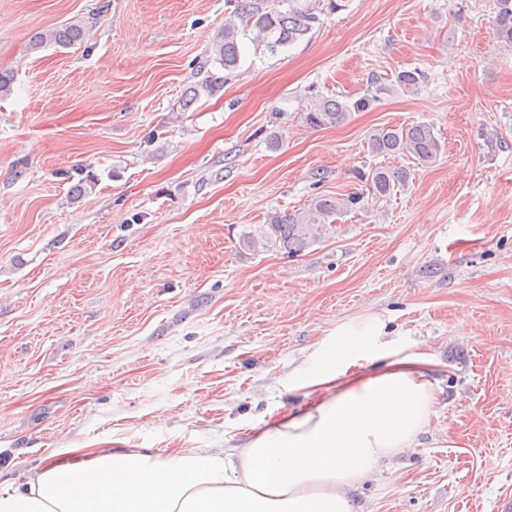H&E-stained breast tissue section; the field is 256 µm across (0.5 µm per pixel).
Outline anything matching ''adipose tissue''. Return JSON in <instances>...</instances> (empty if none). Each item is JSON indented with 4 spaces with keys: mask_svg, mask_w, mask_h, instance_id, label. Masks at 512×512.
Returning a JSON list of instances; mask_svg holds the SVG:
<instances>
[{
    "mask_svg": "<svg viewBox=\"0 0 512 512\" xmlns=\"http://www.w3.org/2000/svg\"><path fill=\"white\" fill-rule=\"evenodd\" d=\"M349 332L293 377L309 401L243 446L57 448L32 473L0 471V512H356L351 491L409 448L434 412L418 357L367 369Z\"/></svg>",
    "mask_w": 512,
    "mask_h": 512,
    "instance_id": "adipose-tissue-1",
    "label": "adipose tissue"
}]
</instances>
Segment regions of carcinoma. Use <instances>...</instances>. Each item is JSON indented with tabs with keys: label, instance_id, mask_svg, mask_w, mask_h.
I'll return each instance as SVG.
<instances>
[{
	"label": "carcinoma",
	"instance_id": "obj_1",
	"mask_svg": "<svg viewBox=\"0 0 512 512\" xmlns=\"http://www.w3.org/2000/svg\"><path fill=\"white\" fill-rule=\"evenodd\" d=\"M320 3L321 0H237L209 56L197 70L198 81L184 90L182 110L191 109L201 97H212L224 88L225 74H231L239 67V37L250 41L256 55L274 54L278 49L303 39L321 23ZM494 23L498 38L512 44V0H496ZM86 32L83 22L72 21L60 28L35 34L30 47L38 50L48 44H56L67 48L82 42ZM422 81L423 74L416 69L397 73L395 80L388 84L377 76L371 79V90L354 101L336 97L318 99L306 114V121L314 127L339 125L347 120L350 113L367 110L380 94L393 89L412 93L420 88ZM368 146L375 155L407 153L421 164L436 162L442 151L439 139L426 124L405 129L381 128L370 135ZM410 176L411 172L405 168L376 167L367 175L369 192L377 199L388 198L404 189ZM359 202L358 196H317L307 206L277 213L257 231L243 234L242 246L247 250L261 247L298 256L330 237L338 217L355 209Z\"/></svg>",
	"mask_w": 512,
	"mask_h": 512
}]
</instances>
